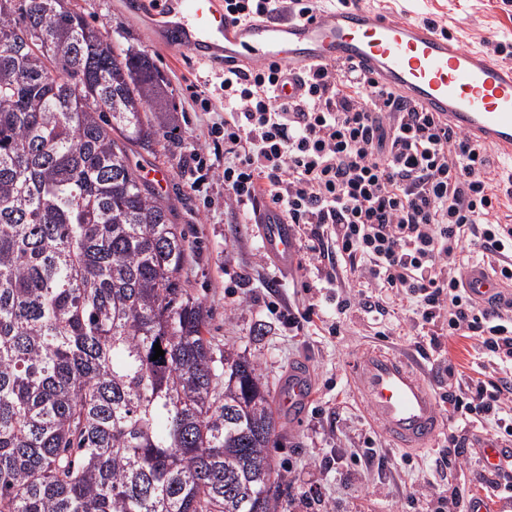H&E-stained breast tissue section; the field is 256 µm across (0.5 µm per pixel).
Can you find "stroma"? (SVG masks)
I'll return each instance as SVG.
<instances>
[{"instance_id":"obj_1","label":"stroma","mask_w":512,"mask_h":512,"mask_svg":"<svg viewBox=\"0 0 512 512\" xmlns=\"http://www.w3.org/2000/svg\"><path fill=\"white\" fill-rule=\"evenodd\" d=\"M72 2L109 41L145 51L164 77L170 110L162 118L169 134L158 155L141 151L135 159L141 172L168 174L158 191L175 203L176 221L192 244L185 273L191 293L209 312V337L253 360L272 392H279L295 367L310 374L311 401L297 415L279 410L281 426L270 449L286 479L285 512H323L328 501L338 512H430L431 503L410 495L424 484L442 492L462 484L467 496L486 495L488 512H512L498 495L469 483L474 459L453 470L438 464L453 425H446L431 447L399 451L369 417L350 366L371 349L414 350L420 330L410 314L376 313L355 303L337 311L325 265L310 259L316 243L310 225L294 226L296 259L284 270L267 257L257 225L225 210L223 183H214L204 196L191 190L189 148L204 140L214 119L192 106L191 97L223 102L222 70L152 40L149 17L131 12L129 0ZM365 6L398 20L433 21L466 48L490 55L500 47L512 50V0H366ZM310 305L316 313L312 323L298 328L288 322L285 309ZM335 322L339 333H329ZM426 354L429 381L440 399L448 393L449 372L482 381L500 375L498 366L483 358L476 336L455 338ZM360 448L376 451L368 467L355 457Z\"/></svg>"}]
</instances>
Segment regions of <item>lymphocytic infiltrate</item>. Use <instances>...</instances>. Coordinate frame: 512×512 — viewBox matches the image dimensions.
<instances>
[{
    "mask_svg": "<svg viewBox=\"0 0 512 512\" xmlns=\"http://www.w3.org/2000/svg\"><path fill=\"white\" fill-rule=\"evenodd\" d=\"M322 0H224L243 20L312 15ZM282 63L229 70L224 118L192 146L194 191L224 183L225 209L249 213L270 200L287 223L314 225L318 261L333 281L388 291L397 310L449 337L477 336L497 354L502 377L448 386V417L494 421L512 435V302L488 312L460 288L474 265L512 280V226L503 223L492 151L446 117L380 87L347 62L300 70L303 92L281 100Z\"/></svg>",
    "mask_w": 512,
    "mask_h": 512,
    "instance_id": "obj_1",
    "label": "lymphocytic infiltrate"
}]
</instances>
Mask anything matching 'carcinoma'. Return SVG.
I'll return each instance as SVG.
<instances>
[{
    "label": "carcinoma",
    "instance_id": "cac0c4a2",
    "mask_svg": "<svg viewBox=\"0 0 512 512\" xmlns=\"http://www.w3.org/2000/svg\"><path fill=\"white\" fill-rule=\"evenodd\" d=\"M162 85L70 0H0V512H283L274 399L132 163Z\"/></svg>",
    "mask_w": 512,
    "mask_h": 512
}]
</instances>
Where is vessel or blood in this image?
<instances>
[{"label": "vessel or blood", "mask_w": 512, "mask_h": 512, "mask_svg": "<svg viewBox=\"0 0 512 512\" xmlns=\"http://www.w3.org/2000/svg\"><path fill=\"white\" fill-rule=\"evenodd\" d=\"M154 20L152 37L215 68L244 67L257 61L288 62L294 69L317 63L353 62L370 70L379 84L400 90L450 124L492 144L512 160V65L492 62L478 50L460 48L426 25L394 20L368 9L334 8L308 21L236 22L224 0H138ZM256 220L265 251L285 268L295 259L294 234L277 210ZM467 295L490 308L504 300L505 288L484 267L463 275ZM363 398L393 447H430L442 430L435 393L422 362L374 349L355 366ZM312 398L305 370L296 371L279 393L295 410ZM484 469L496 471L512 460V450L487 441L479 452Z\"/></svg>", "instance_id": "obj_1"}]
</instances>
